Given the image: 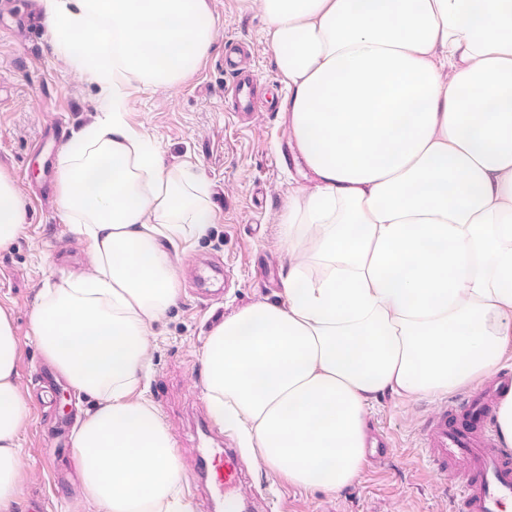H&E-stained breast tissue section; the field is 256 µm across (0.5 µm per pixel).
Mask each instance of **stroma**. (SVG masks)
<instances>
[{
    "instance_id": "stroma-1",
    "label": "stroma",
    "mask_w": 512,
    "mask_h": 512,
    "mask_svg": "<svg viewBox=\"0 0 512 512\" xmlns=\"http://www.w3.org/2000/svg\"><path fill=\"white\" fill-rule=\"evenodd\" d=\"M29 0H0V168L12 175L29 211L16 240L0 249V309L13 321L20 356L19 381L28 396V418L20 435L26 475L17 512H98L81 493L72 431L95 405L94 398L62 383L51 403L38 396L39 370L47 361L32 331L43 290L66 284L91 268L87 245L67 224L57 199L61 150L73 130L102 117L97 84L56 55L46 29L26 24ZM220 42L195 74L176 90L140 87L128 105V123L160 149L168 168L190 166L210 183L215 220L207 232L173 253L180 272L176 303L151 326V369L134 401L148 400L168 425L184 480L198 467V451L224 437L204 385L206 339L237 309L261 301H283L281 275L288 253L279 244L283 205L305 179L288 142L282 111L288 90L281 81L261 12L252 0H208ZM249 44L247 64L263 81L275 112L236 117L224 93L232 76L224 70L223 42ZM62 121L65 133L54 153L38 152L47 123ZM444 396L373 401L369 428L387 445L367 451L359 478L336 493L288 485L242 457L243 495L253 512H450L453 479L425 466L421 438Z\"/></svg>"
}]
</instances>
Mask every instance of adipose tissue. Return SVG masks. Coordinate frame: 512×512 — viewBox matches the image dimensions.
Here are the masks:
<instances>
[{"instance_id": "adipose-tissue-1", "label": "adipose tissue", "mask_w": 512, "mask_h": 512, "mask_svg": "<svg viewBox=\"0 0 512 512\" xmlns=\"http://www.w3.org/2000/svg\"><path fill=\"white\" fill-rule=\"evenodd\" d=\"M307 170L280 214L284 303L225 318L203 350L218 423L256 466L336 492L360 476L371 403L448 394L512 346V0H254ZM61 59L109 115L58 159L92 269L44 291L43 356L97 401L72 440L101 512H191L168 425L131 400L175 304L168 252L212 222L209 187L130 126L131 89L178 88L215 49L208 0H42ZM27 205L0 171V249ZM0 310V512H16L27 405Z\"/></svg>"}]
</instances>
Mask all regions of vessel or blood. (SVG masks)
Here are the masks:
<instances>
[{"label":"vessel or blood","mask_w":512,"mask_h":512,"mask_svg":"<svg viewBox=\"0 0 512 512\" xmlns=\"http://www.w3.org/2000/svg\"><path fill=\"white\" fill-rule=\"evenodd\" d=\"M245 54L238 43L229 44L224 52V68L234 74L231 97L239 113L262 105L259 77L239 66ZM509 391L512 371L496 373L490 385L460 402L442 405L426 428L422 446L432 472L441 478L452 469L463 473L454 512H504L512 501V448L498 445L493 425V407ZM199 467L202 479L223 502L224 512H241L235 448L205 449Z\"/></svg>","instance_id":"obj_1"}]
</instances>
